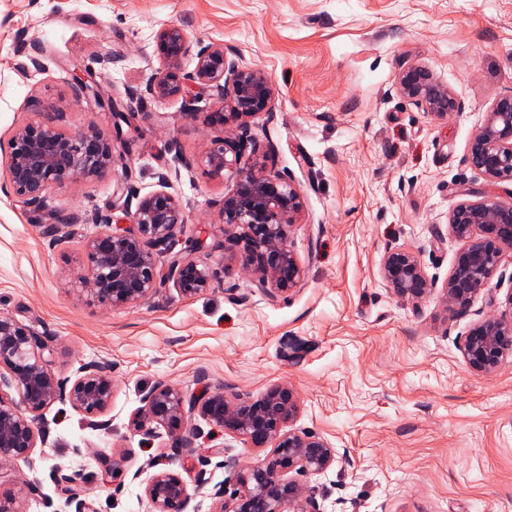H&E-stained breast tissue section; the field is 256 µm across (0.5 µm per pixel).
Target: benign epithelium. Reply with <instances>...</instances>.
Masks as SVG:
<instances>
[{
	"mask_svg": "<svg viewBox=\"0 0 512 512\" xmlns=\"http://www.w3.org/2000/svg\"><path fill=\"white\" fill-rule=\"evenodd\" d=\"M166 70L149 80L145 90L128 91L129 101L98 100L112 113V135L64 130L66 112L55 104L43 108V120L18 126L7 145H0V171L13 193L33 210L43 208L48 194L79 181H92L112 170L120 157L115 145H128L126 132L137 129L138 111L147 97L179 96L185 86L196 85L213 101L207 124L244 126L247 119L268 111L275 89L261 70L242 66L233 50L220 44L191 39L176 25L163 26L157 36ZM196 60L183 72V60ZM72 105L97 95L93 83L72 74ZM399 94L427 112L446 117L457 109L455 99L432 72L409 65L398 74ZM241 137L217 135L208 149L185 168L200 169L213 179L227 177L232 189L220 202L224 216V251L239 253L241 269L256 275V287L270 296H282L301 282L304 269L290 249L291 228L303 210V198L293 181L266 169L267 156L245 157ZM467 163L480 172L490 188L477 201L459 204L448 217V233L464 242L457 252L448 279L442 285L446 303L464 313L473 298L500 268L503 245L512 247V203L491 191L501 182H512V94L495 101L485 125L472 138ZM161 190L143 197L135 211L126 212L127 226L112 228L110 220L95 235L82 241V261L72 274L79 293L104 306L136 305L149 301L159 287L172 284L184 295L210 287L218 272L194 254L207 248V237H197L188 250H176L177 233L186 224L179 198L165 191L169 176L159 174ZM43 233L65 242L75 217L51 215ZM386 287L397 297L419 304L437 282L428 278L419 255L410 249L386 250L379 268ZM53 339L38 333L14 317L0 313V465L26 457L37 444H46V432L38 426V413L57 400H67L83 413L94 428L112 403L113 382L109 364L93 362L67 387L49 370L44 353ZM460 351L476 372L495 371L512 359V293L504 309L475 322ZM14 389L18 398L8 391ZM142 407L129 427L138 431L164 428L185 456L193 454L194 438L182 434L187 421L197 416L222 428L255 448L275 445L273 458L251 467L244 490L232 508L224 505V490L211 498L214 512H319V488L307 487L280 476L284 469L321 473L336 462L338 451L322 438L291 428L299 415L292 391L280 385L255 399L248 394L228 395L208 384L189 397L164 381L143 393ZM154 512H188L191 495L177 476L161 471L145 489Z\"/></svg>",
	"mask_w": 512,
	"mask_h": 512,
	"instance_id": "benign-epithelium-1",
	"label": "benign epithelium"
}]
</instances>
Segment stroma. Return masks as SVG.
<instances>
[{"mask_svg": "<svg viewBox=\"0 0 512 512\" xmlns=\"http://www.w3.org/2000/svg\"><path fill=\"white\" fill-rule=\"evenodd\" d=\"M172 23L271 77L275 98L251 119L247 151L270 155L301 191L290 245L304 277L271 299L225 254L220 202L232 183L180 163L215 134L204 96L191 117L181 99L149 100L123 164L51 193L44 215L0 178V312L53 336L50 369L64 384L102 360L114 382L109 429H91L66 401L43 410L46 445L0 468V495L22 512H75L59 487L68 474L94 512H151L145 486L160 470L193 490L196 512H209L217 487L232 502L272 448L194 418L187 458L167 435L131 430L142 394L165 381L187 395L205 383L255 398L291 388L295 428L343 454L319 475L282 472L324 488L320 512H512V360L484 375L460 351L491 300L512 292V249L464 314L437 291L412 307L379 276L386 249L401 246L429 277H448L461 243L434 230L465 190L487 186L466 155L494 102L512 94V0H0V140L49 102L67 108V130L111 133L97 101L71 107L72 70L91 71L100 99L126 98L163 68L156 34ZM35 41L43 68L19 71ZM409 64L447 85L456 112L439 118L396 92ZM172 138L180 154L166 152ZM162 172L186 208L179 249L207 227L198 257L217 279L192 296L169 285L144 304L89 301L68 280L82 240L159 190ZM58 212L76 218L62 246L43 233ZM111 456L119 472L104 469Z\"/></svg>", "mask_w": 512, "mask_h": 512, "instance_id": "1", "label": "stroma"}]
</instances>
